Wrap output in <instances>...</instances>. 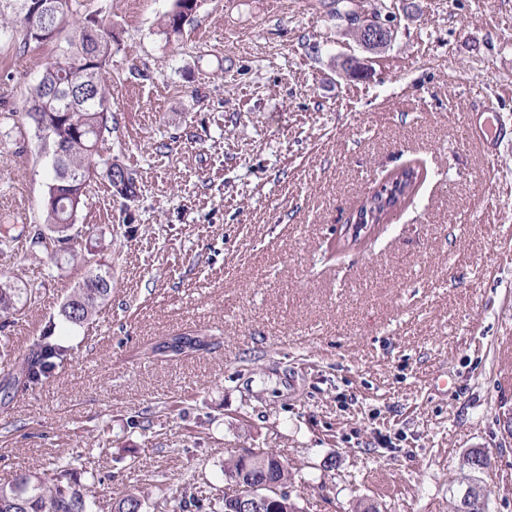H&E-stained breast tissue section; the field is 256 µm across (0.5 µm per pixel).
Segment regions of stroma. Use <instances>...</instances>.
Listing matches in <instances>:
<instances>
[{
  "label": "stroma",
  "mask_w": 512,
  "mask_h": 512,
  "mask_svg": "<svg viewBox=\"0 0 512 512\" xmlns=\"http://www.w3.org/2000/svg\"><path fill=\"white\" fill-rule=\"evenodd\" d=\"M78 3L114 36L101 155L140 191L124 212L92 181L75 246L111 266L112 297L69 331L87 269L29 242L50 171L24 117L69 34L0 36V222L17 236L0 275L32 292L0 367L49 328L69 349L33 392L0 393V480L63 455L98 476L90 512L129 490L161 512L189 477L224 489L225 461L271 448L304 512H455L481 449L488 510L512 512V144L488 156L469 127L488 108L512 131V0H204L171 39L173 0ZM382 5L395 38L350 78L345 14ZM408 164L426 173L413 201L332 252ZM187 330L209 348L148 356Z\"/></svg>",
  "instance_id": "stroma-1"
}]
</instances>
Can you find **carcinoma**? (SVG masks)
I'll list each match as a JSON object with an SVG mask.
<instances>
[{
    "label": "carcinoma",
    "instance_id": "cac0c4a2",
    "mask_svg": "<svg viewBox=\"0 0 512 512\" xmlns=\"http://www.w3.org/2000/svg\"><path fill=\"white\" fill-rule=\"evenodd\" d=\"M13 0H0V34L9 28L23 32L24 44H41L52 37L37 35L23 12L11 5ZM202 0H174L173 9L161 22L162 32L178 36L184 25L196 13ZM48 5L46 26L71 22L70 51L64 57L47 64L39 82L31 91L30 107L24 117L32 123L46 121L52 125L53 137L43 141L51 155L52 179L48 185L50 200L45 202L44 223L33 226L30 243L42 246L55 254L65 253L77 258L69 234L79 211L86 205L87 191L98 175L101 164H112L126 169L127 182L119 199L123 211L136 201L139 193L137 178L131 169L115 159L108 162L101 158L100 149L106 136L112 133L111 94L107 67L112 55V42L105 47L106 59L99 66H83L81 53L92 41L89 26L102 34H112V28L94 19H81L77 0H44ZM58 86L70 94L60 107L52 109L49 89ZM92 89L96 99H81L83 91ZM423 181L417 166H410L389 177V180L368 196L354 219L356 224H381L387 214L405 206ZM112 295V270L104 264L89 268L81 284L66 297L60 316L72 327H83L96 317ZM28 296V289L18 288L9 281H0V315L6 317L18 310V305ZM209 347L205 336L183 331L164 337L151 348V353L163 358H182ZM67 350L52 340L47 332L33 340L24 360L13 365L0 377V388L7 395H24L34 390L64 360ZM276 452L267 450L253 457L238 455L224 464V476L244 482L260 475L270 482H292L288 465L281 464ZM95 484V475L86 479L71 467L65 458H56L39 472H21L12 480L0 483V512H89L88 493ZM235 492L217 496L204 483L194 482L189 491L178 499H164L166 512H237ZM111 512H142L143 500L135 492H128L110 504Z\"/></svg>",
    "mask_w": 512,
    "mask_h": 512
}]
</instances>
